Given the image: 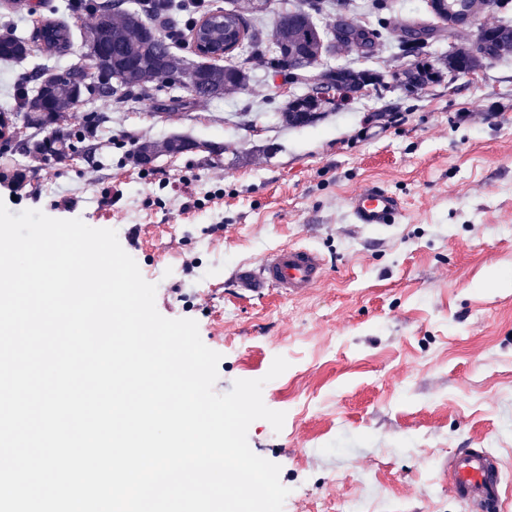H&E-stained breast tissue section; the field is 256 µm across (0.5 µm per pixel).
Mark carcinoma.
<instances>
[{
	"label": "carcinoma",
	"mask_w": 512,
	"mask_h": 512,
	"mask_svg": "<svg viewBox=\"0 0 512 512\" xmlns=\"http://www.w3.org/2000/svg\"><path fill=\"white\" fill-rule=\"evenodd\" d=\"M270 0H242L233 2V6L223 10L221 20H212L208 26L194 25L188 45L198 40L209 39L218 48L234 42L249 43L252 52L270 55L268 64L275 66L277 54L289 62L296 70H314L321 65L327 55L336 53L343 44L353 45L363 51H371L380 37V33L371 28L349 23L341 17L336 23L322 29L316 22L315 15L308 11V0H300L294 9L281 12L269 35L251 27L249 23H240L245 15L257 16L267 11ZM127 0H102L95 5L94 23L89 28L90 35H105V51L97 45L88 46L89 67L80 66L63 73L46 74L36 70L32 80H40L46 86L42 95H35L23 90L22 99L14 111L25 115V119L36 138L33 147L56 164L75 152L76 135L58 125L63 114L75 110L82 94L84 83L77 80L79 75H88L93 70L102 84L113 80L120 81L118 87L107 96L117 101L140 99L148 95L154 83L164 81L156 68L158 60L172 70H185L191 76H199L192 85H183L195 98L212 96L210 86L217 85L223 91L244 90L248 87L251 74L247 62L221 65L216 62L200 61L190 63L179 53L181 45L172 41L167 32L170 30V17L175 9L173 0H161L151 7L135 0V8L125 7ZM501 33V37L491 45L495 58L500 60L512 55V27L504 24L491 28ZM70 27L59 21L47 20L40 25L33 36L26 38L17 32L0 33V61L11 62L26 59L30 56V43L40 45L41 51L57 53L65 50L71 43ZM106 56L105 65L99 63V53ZM444 67L450 71L467 73L483 66L484 60L470 57L469 51L454 49L443 61ZM366 71L349 67L336 71L328 68L320 71L315 78L312 90L326 86L332 90L355 92L365 81ZM404 84L420 87L433 76V68L429 65L411 64L403 70ZM321 117L317 111H301V103L288 102L281 113L282 122L290 127L307 126ZM205 148L212 152L217 147L201 144L189 137L175 135L162 144L163 152L176 156L193 149ZM132 152L139 163H151L157 147L151 142L133 143Z\"/></svg>",
	"instance_id": "carcinoma-1"
}]
</instances>
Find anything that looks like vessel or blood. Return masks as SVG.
<instances>
[{
    "label": "vessel or blood",
    "instance_id": "vessel-or-blood-1",
    "mask_svg": "<svg viewBox=\"0 0 512 512\" xmlns=\"http://www.w3.org/2000/svg\"><path fill=\"white\" fill-rule=\"evenodd\" d=\"M357 224H391L402 212L400 200L392 193L365 187L347 199ZM325 276V263L313 249L288 245L271 252L255 267L234 272L237 287L249 296H264L269 289L300 297L316 288ZM448 489L466 512H499L501 468L498 459L481 448H467L448 460L445 472Z\"/></svg>",
    "mask_w": 512,
    "mask_h": 512
}]
</instances>
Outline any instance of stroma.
Returning <instances> with one entry per match:
<instances>
[{"instance_id": "obj_1", "label": "stroma", "mask_w": 512, "mask_h": 512, "mask_svg": "<svg viewBox=\"0 0 512 512\" xmlns=\"http://www.w3.org/2000/svg\"><path fill=\"white\" fill-rule=\"evenodd\" d=\"M340 16L385 38L370 57L340 49L325 67L438 69L448 54L442 27L423 32V49L400 48L432 21L427 0H387L381 11L325 0L320 24ZM48 19L70 25L69 50L0 62V110L37 63L53 72L79 64L94 22L71 0H0L1 28L29 37ZM232 59L248 61L247 89L183 107L164 83L118 104L93 94L89 77L61 125L78 129L96 115L97 152L48 169L5 146L0 199L15 213L116 230L156 284L158 312L196 320L221 354L216 392L265 378L276 356L288 360L262 391L285 412L282 430L257 420L247 433L251 450L280 467L283 512H465L443 476L463 448L498 458L512 512V58L414 91L380 88L298 128L281 114L310 89L306 73H272L247 47ZM175 134L198 149L161 152L147 166L130 152L132 141ZM47 178L52 191L38 192ZM372 184L399 197L398 223H353L347 198ZM189 192L202 204L186 211ZM284 245L320 252L324 280L302 297L238 295L233 271Z\"/></svg>"}]
</instances>
